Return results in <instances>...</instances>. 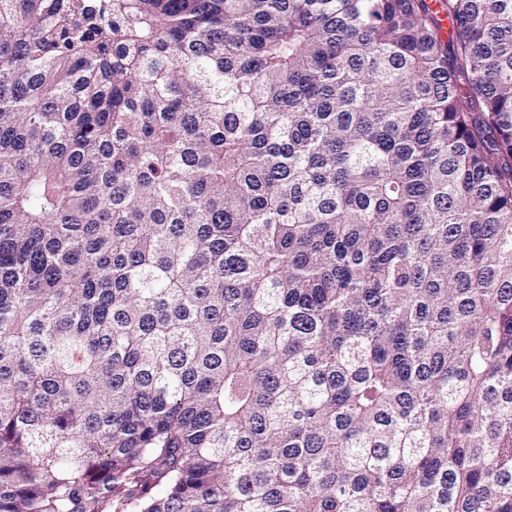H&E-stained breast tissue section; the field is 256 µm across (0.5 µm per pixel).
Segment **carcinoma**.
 <instances>
[{
	"instance_id": "cac0c4a2",
	"label": "carcinoma",
	"mask_w": 512,
	"mask_h": 512,
	"mask_svg": "<svg viewBox=\"0 0 512 512\" xmlns=\"http://www.w3.org/2000/svg\"><path fill=\"white\" fill-rule=\"evenodd\" d=\"M0 512H512V0H0Z\"/></svg>"
}]
</instances>
